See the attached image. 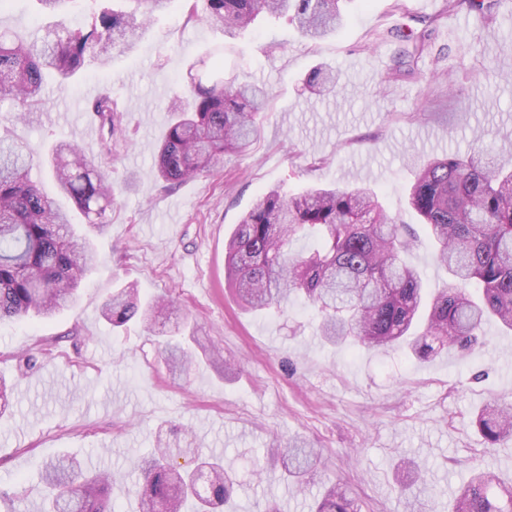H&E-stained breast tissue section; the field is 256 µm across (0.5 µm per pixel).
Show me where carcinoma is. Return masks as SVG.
Instances as JSON below:
<instances>
[{"instance_id":"obj_1","label":"carcinoma","mask_w":512,"mask_h":512,"mask_svg":"<svg viewBox=\"0 0 512 512\" xmlns=\"http://www.w3.org/2000/svg\"><path fill=\"white\" fill-rule=\"evenodd\" d=\"M127 8L102 9L83 28L55 25L52 42L28 33L0 29V103L21 116L44 105L47 78L64 87L87 63H106L115 49L134 48L154 12L175 0H124ZM344 0H183L186 22L220 25L234 38L265 13L286 16L312 40L343 24ZM501 0H446L448 11L475 12L482 24L496 19ZM401 45L393 71L401 73L429 52L430 33L397 27ZM224 48L218 47L188 68L189 95L171 101L156 158V177L166 186L210 172L227 153L250 150L261 132L257 117L267 95L252 86H224ZM312 87L334 89L337 77L314 70ZM58 192L75 205L90 227L112 221V166L97 165L81 147L58 141L51 149ZM33 156L17 141L0 138V320L28 315L49 317L76 296L96 255L69 213L32 180ZM408 203L424 221L437 261L451 275L430 289L405 255L412 240L408 226L386 213L371 188L312 187L295 195L278 188L261 194L241 218L226 245V278L252 311L282 307L302 297L320 315L318 330L330 342L366 350L403 345L420 359L435 345L471 353L483 346L482 329L493 319L512 330V167L507 155L495 158L479 139L466 156L434 158L415 172ZM311 234L315 245L293 253L294 238ZM171 301L141 302L122 290L106 304L114 327L135 319L155 322ZM490 446L512 439V408L486 405L474 420ZM172 449H154L136 490L138 512H222L233 481L221 457L200 459L190 471L170 462ZM317 462L304 444L287 448L285 480L303 488ZM42 479L49 512H111L103 473L81 476L69 457L45 462ZM314 512H361L345 489L335 485L315 500ZM449 512H512V483L474 472L453 499Z\"/></svg>"}]
</instances>
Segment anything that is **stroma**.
<instances>
[{
	"instance_id": "35a3bbf8",
	"label": "stroma",
	"mask_w": 512,
	"mask_h": 512,
	"mask_svg": "<svg viewBox=\"0 0 512 512\" xmlns=\"http://www.w3.org/2000/svg\"><path fill=\"white\" fill-rule=\"evenodd\" d=\"M348 0L347 22L316 42L287 18L264 16L239 37L181 9L159 13L132 52L90 65L65 88L49 86L40 112L21 121L0 104V135L46 154L75 127L84 152L112 165V222L90 239L101 264L76 302L55 317L0 321V377L11 385L0 410V512H45L40 466L68 454L112 480V512H134L139 465L157 440L223 457L234 477L224 512H310L337 484L361 512H448L477 468L512 480V442L487 447L473 424L490 400L512 403V332L484 327L472 354L439 349L421 360L400 351L332 346L318 336L304 300L281 310L241 307L224 285V244L256 197L271 187L369 184L420 243L408 254L426 283L448 280L407 203L416 167L465 154L475 138L512 145V0L490 28L476 14L443 12L442 0ZM432 17L431 50L411 77L383 78L408 17ZM53 20L35 0H11L0 28L48 35ZM224 49L225 82H252L271 96L260 138L225 155L210 173L164 188L156 147L189 63ZM317 66L341 74L329 93L309 87ZM122 110L110 127L89 109L88 86ZM133 284L144 297L174 300L165 323L193 355L169 374L160 336L137 321L115 328L103 307ZM317 448L320 463L297 490L281 477L292 440Z\"/></svg>"
}]
</instances>
